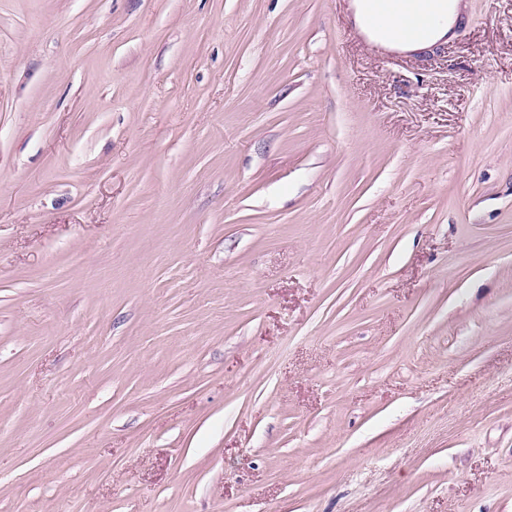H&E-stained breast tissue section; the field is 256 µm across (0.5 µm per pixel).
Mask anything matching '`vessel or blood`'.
<instances>
[{"label":"vessel or blood","mask_w":512,"mask_h":512,"mask_svg":"<svg viewBox=\"0 0 512 512\" xmlns=\"http://www.w3.org/2000/svg\"><path fill=\"white\" fill-rule=\"evenodd\" d=\"M434 0H366L367 19L375 21L380 14H393L396 23L387 39L395 44L415 42L425 38L430 24L436 20L432 10Z\"/></svg>","instance_id":"b4317fda"}]
</instances>
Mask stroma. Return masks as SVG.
Wrapping results in <instances>:
<instances>
[{"label": "stroma", "mask_w": 512, "mask_h": 512, "mask_svg": "<svg viewBox=\"0 0 512 512\" xmlns=\"http://www.w3.org/2000/svg\"><path fill=\"white\" fill-rule=\"evenodd\" d=\"M0 0V512H512V0ZM436 0H366L367 20L373 27L374 21L382 13H391L396 19L395 25L388 31L386 41L403 44L420 41L426 37L429 27L434 23L428 32L427 39L418 43L401 46L387 45L388 48H397L406 51H416L429 47L433 43L449 37L455 23L463 11L460 0H439L436 6L437 19L432 10V4ZM425 20L421 24L420 20Z\"/></svg>", "instance_id": "1"}]
</instances>
